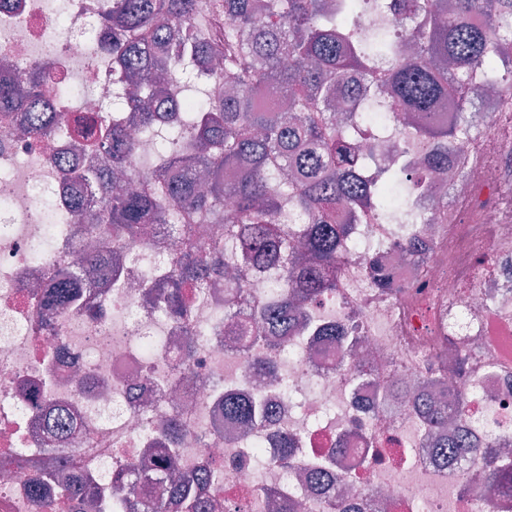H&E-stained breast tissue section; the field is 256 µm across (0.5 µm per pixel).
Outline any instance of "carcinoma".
Wrapping results in <instances>:
<instances>
[{
	"mask_svg": "<svg viewBox=\"0 0 512 512\" xmlns=\"http://www.w3.org/2000/svg\"><path fill=\"white\" fill-rule=\"evenodd\" d=\"M371 10L395 12L392 28L365 31ZM106 20L113 81L130 89L113 99L112 121L82 132L83 118L55 111L36 64L0 81V113H14L33 136L71 127L81 157L112 158L107 168L61 167L63 183L74 184L65 211L79 215L95 204L113 234L131 238L145 224L179 225L183 246L148 295L167 299L181 317L184 286L202 292L222 282L224 319L250 308L251 334L270 346L307 330L356 345L358 337L319 328L309 314L335 295L355 248L349 225L393 219L395 183L410 181L415 194L440 183L454 143L485 119L481 94L512 112V0H110ZM263 87L278 89L284 105L262 104ZM444 101L456 114L450 126L438 115ZM385 106L408 114L421 156L372 174L354 143L356 114ZM133 127L153 136L161 174L127 193L116 175L134 154ZM202 222L224 225L204 254L194 246ZM243 252L276 270L271 301L253 297L243 276L225 278ZM89 263L116 285L124 278L118 255L102 251ZM77 297L61 280L49 301L67 310ZM415 391L426 431L462 418L464 408L450 416L427 388ZM224 415L251 429L271 410L226 392ZM425 442L448 457L460 448L481 452L489 488L512 489V456L492 442L471 445L454 430ZM169 484L172 496L144 501L142 512H208L198 478Z\"/></svg>",
	"mask_w": 512,
	"mask_h": 512,
	"instance_id": "obj_1",
	"label": "carcinoma"
}]
</instances>
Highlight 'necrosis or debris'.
Instances as JSON below:
<instances>
[{
    "instance_id": "obj_1",
    "label": "necrosis or debris",
    "mask_w": 512,
    "mask_h": 512,
    "mask_svg": "<svg viewBox=\"0 0 512 512\" xmlns=\"http://www.w3.org/2000/svg\"><path fill=\"white\" fill-rule=\"evenodd\" d=\"M58 24L46 0H0V45L16 78L33 63L46 65V86L59 111L106 116L117 89L104 0H66ZM54 42L59 50L46 55ZM480 133L452 151L464 178L449 188L448 215L433 227L424 267L401 252L412 225H355L357 244L345 263L336 296L315 307V320L358 328L360 347L338 340L294 336L275 350L237 343V326L216 317L211 299L189 309V325L159 312L143 289L141 261L153 280L164 279L181 242L168 225L148 238L119 239L127 269L115 286L86 275L82 261L98 239L91 219L56 221L63 185L58 159L71 156L65 133L42 139L16 133L0 114V512H83L84 503L60 486L34 495L29 477L52 467L51 442L36 430L39 418L65 413L77 422L66 436L67 472L95 487V512H141L164 485L141 479L114 483L146 449H172L183 475L206 463L218 469L207 488L214 512H282L292 498L302 512H323L298 466L276 457V440L299 437L297 457L310 463L335 457L336 487L359 492L372 512H512V494L487 496L481 461L464 456L455 467L434 464L421 425L408 405L389 411L376 399L394 383L436 379L440 397L455 402L467 391L463 423L477 439L512 447V114L495 111ZM392 112L364 117L361 144L373 148L376 167L411 149ZM377 262L390 276L380 287L364 272ZM43 285L82 277L70 310L47 305ZM463 357L456 371L455 357ZM272 361L266 382L254 358ZM237 391L276 408L273 421L242 431L224 418V393ZM181 432L165 436L169 419ZM268 461L256 474L251 450Z\"/></svg>"
}]
</instances>
